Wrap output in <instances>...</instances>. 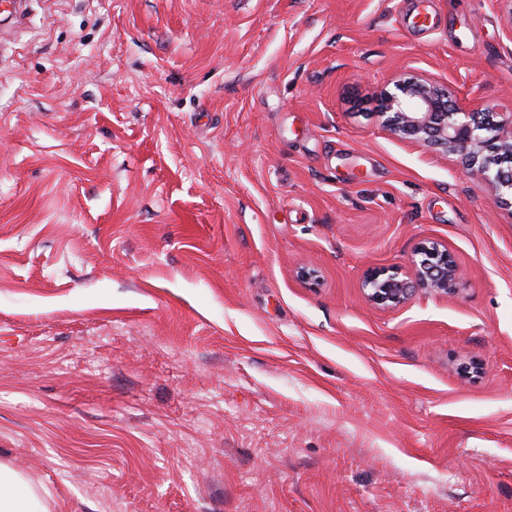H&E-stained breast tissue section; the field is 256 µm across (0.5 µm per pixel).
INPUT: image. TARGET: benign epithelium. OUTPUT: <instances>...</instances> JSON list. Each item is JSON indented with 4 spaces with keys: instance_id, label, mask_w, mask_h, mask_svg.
<instances>
[{
    "instance_id": "benign-epithelium-1",
    "label": "benign epithelium",
    "mask_w": 512,
    "mask_h": 512,
    "mask_svg": "<svg viewBox=\"0 0 512 512\" xmlns=\"http://www.w3.org/2000/svg\"><path fill=\"white\" fill-rule=\"evenodd\" d=\"M383 90V128L391 135L460 158L463 173L486 182L498 202L512 205V123L497 124L490 112L459 104L450 85L420 77L392 81ZM458 264L448 246L426 241L415 250L411 270L372 269L362 283L364 299L382 308L407 303L424 290L448 297L456 292Z\"/></svg>"
}]
</instances>
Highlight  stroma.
Wrapping results in <instances>:
<instances>
[{
	"mask_svg": "<svg viewBox=\"0 0 512 512\" xmlns=\"http://www.w3.org/2000/svg\"><path fill=\"white\" fill-rule=\"evenodd\" d=\"M511 22L512 0L0 21V465L37 512H512V207L380 116L419 74L512 120ZM426 239L457 294L366 303Z\"/></svg>",
	"mask_w": 512,
	"mask_h": 512,
	"instance_id": "35a3bbf8",
	"label": "stroma"
}]
</instances>
